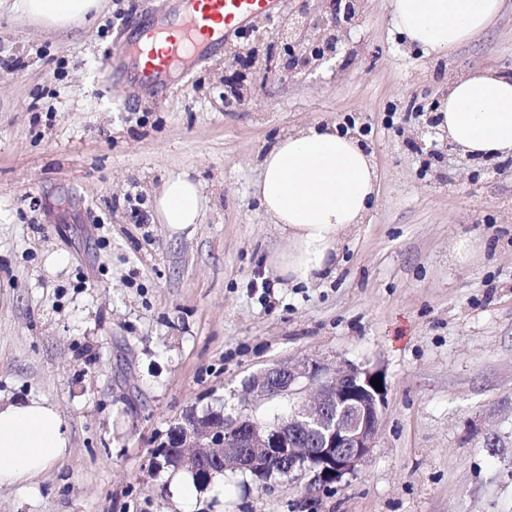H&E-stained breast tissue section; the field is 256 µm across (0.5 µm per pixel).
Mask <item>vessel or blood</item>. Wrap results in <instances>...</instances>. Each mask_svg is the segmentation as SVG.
<instances>
[{"mask_svg":"<svg viewBox=\"0 0 512 512\" xmlns=\"http://www.w3.org/2000/svg\"><path fill=\"white\" fill-rule=\"evenodd\" d=\"M278 0H182L178 17L162 28L144 27L145 40H164L167 47L161 54L146 58H130L129 44L117 40L103 70L105 81L115 77L117 64L133 61L139 81L153 89L164 85L167 74L191 55L199 46L219 45L237 29L258 17L272 13Z\"/></svg>","mask_w":512,"mask_h":512,"instance_id":"1","label":"vessel or blood"}]
</instances>
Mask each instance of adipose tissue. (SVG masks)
I'll return each instance as SVG.
<instances>
[{
    "instance_id": "ef3b65f1",
    "label": "adipose tissue",
    "mask_w": 512,
    "mask_h": 512,
    "mask_svg": "<svg viewBox=\"0 0 512 512\" xmlns=\"http://www.w3.org/2000/svg\"><path fill=\"white\" fill-rule=\"evenodd\" d=\"M98 0H15L45 28L67 31ZM502 0H393L395 30L422 57L437 59L487 29ZM437 113L440 133L476 158L512 155V77L474 69L452 80ZM254 194L288 249L276 262L293 282L321 278L336 267L344 236L376 203L377 173L359 140L330 123L312 122L281 138L260 162ZM208 199L185 175L170 177L155 199L160 223H200ZM70 437L56 407L40 399L0 401V486L29 488L68 453Z\"/></svg>"
}]
</instances>
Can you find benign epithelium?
Instances as JSON below:
<instances>
[{"label":"benign epithelium","mask_w":512,"mask_h":512,"mask_svg":"<svg viewBox=\"0 0 512 512\" xmlns=\"http://www.w3.org/2000/svg\"><path fill=\"white\" fill-rule=\"evenodd\" d=\"M360 0L336 2V12L325 16L308 11L302 0L292 17L285 41L289 64L267 71L273 81H286L297 65L320 61L328 46L348 36L360 12ZM380 378L382 389L371 380ZM316 385L310 403L293 404L289 416L271 424L257 422L250 412L228 420L224 411L198 415L189 412L174 426L175 446L183 450L184 462L195 467L211 462L226 470L251 472L267 483L280 473L288 480L311 475L308 491L338 487L359 467L375 447L387 383L375 370L353 365L326 368L317 360L284 361L252 376L246 392L261 400H287ZM319 435V446L302 447L301 435Z\"/></svg>","instance_id":"obj_1"}]
</instances>
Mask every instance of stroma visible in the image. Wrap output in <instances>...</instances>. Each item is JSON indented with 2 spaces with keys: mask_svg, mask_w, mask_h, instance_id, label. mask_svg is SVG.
<instances>
[{
  "mask_svg": "<svg viewBox=\"0 0 512 512\" xmlns=\"http://www.w3.org/2000/svg\"><path fill=\"white\" fill-rule=\"evenodd\" d=\"M179 2L101 0L65 33L0 6V57L15 62L0 76V399H46L70 432L32 488L0 487V512H183L174 477L149 465L172 426L241 409L250 376L302 358L384 376L368 459L313 493L229 472L192 512H512V158L407 136L451 78L512 75V0L436 62L397 34L392 0H363L329 60L272 82L287 60L274 34L298 5L280 0L162 93L105 83L113 42ZM233 80L239 109L224 105ZM314 121L359 131L378 197L335 273L295 284L253 185L267 150ZM178 173L209 200L184 231L153 216Z\"/></svg>",
  "mask_w": 512,
  "mask_h": 512,
  "instance_id": "obj_1",
  "label": "stroma"
}]
</instances>
